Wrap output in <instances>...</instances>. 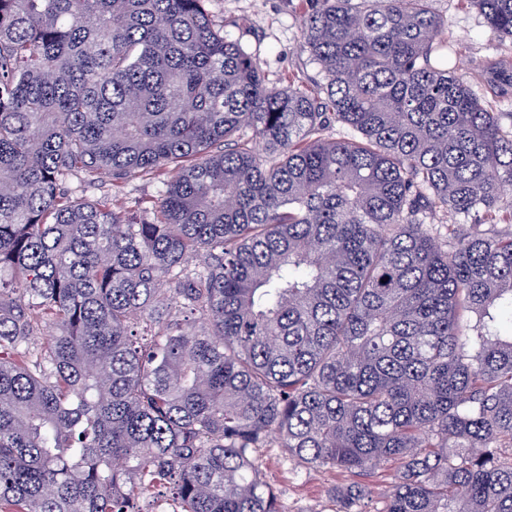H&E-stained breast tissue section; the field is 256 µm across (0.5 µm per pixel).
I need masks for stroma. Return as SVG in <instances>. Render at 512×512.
<instances>
[{
	"mask_svg": "<svg viewBox=\"0 0 512 512\" xmlns=\"http://www.w3.org/2000/svg\"><path fill=\"white\" fill-rule=\"evenodd\" d=\"M311 6V0L209 2L213 15L224 24L225 37L256 54L270 81L279 86L291 80L309 86L318 77L316 65L299 49L300 17ZM433 6L448 21L460 71L475 78L481 96L499 111L512 113V70L505 72L497 66L502 56L512 54V45L501 42L477 10L462 7L459 0H434ZM64 188L73 198L106 196L115 209L130 210L139 200L156 197L161 185L154 176L139 174L118 188L104 176L92 184L73 177ZM256 456L284 512H337L333 490L354 480L353 475L338 469L303 465L277 447L258 449Z\"/></svg>",
	"mask_w": 512,
	"mask_h": 512,
	"instance_id": "obj_1",
	"label": "stroma"
}]
</instances>
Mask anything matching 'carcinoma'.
Masks as SVG:
<instances>
[{
	"mask_svg": "<svg viewBox=\"0 0 512 512\" xmlns=\"http://www.w3.org/2000/svg\"><path fill=\"white\" fill-rule=\"evenodd\" d=\"M207 2L0 0V512H282L272 437L400 462L383 512H512V113L433 0H317L310 88ZM136 173L137 214L61 188Z\"/></svg>",
	"mask_w": 512,
	"mask_h": 512,
	"instance_id": "1",
	"label": "carcinoma"
}]
</instances>
